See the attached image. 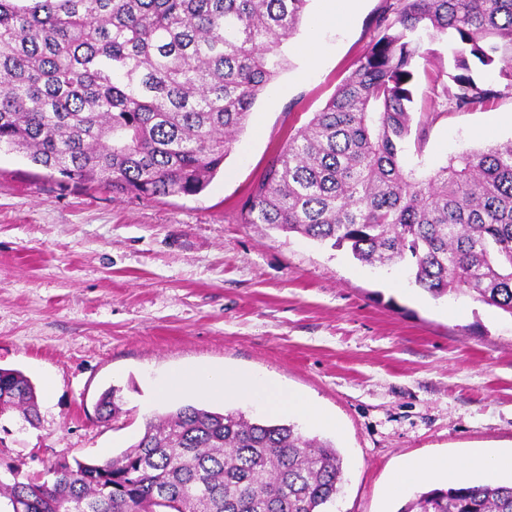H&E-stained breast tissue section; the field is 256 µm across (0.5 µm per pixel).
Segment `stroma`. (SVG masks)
<instances>
[{"instance_id":"1","label":"stroma","mask_w":512,"mask_h":512,"mask_svg":"<svg viewBox=\"0 0 512 512\" xmlns=\"http://www.w3.org/2000/svg\"><path fill=\"white\" fill-rule=\"evenodd\" d=\"M384 0H361L343 29L321 27L309 0L282 45L287 65L255 102L211 182L189 196L135 197L49 177L0 154V368L35 384L40 421L0 418V461L44 471L59 458L118 456L154 414L185 402L266 419L259 406L185 396L153 384L185 366L284 385L336 421L344 482L327 512H398L391 475L413 458L462 462L474 447L512 450V316L469 296L432 298L405 266L371 267L343 250L247 224L241 205L289 134L320 111L371 38ZM316 39L311 67L298 50ZM419 65L415 121L426 172L463 151L512 140V92L468 112L433 105L447 40ZM117 387L121 412L95 403Z\"/></svg>"}]
</instances>
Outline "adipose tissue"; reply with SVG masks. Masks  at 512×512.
Here are the masks:
<instances>
[{"mask_svg":"<svg viewBox=\"0 0 512 512\" xmlns=\"http://www.w3.org/2000/svg\"><path fill=\"white\" fill-rule=\"evenodd\" d=\"M156 394L163 400H173L191 394L218 400L253 399L274 414L298 411L316 424H324L317 409L297 394L285 393L281 387L262 383L232 370L212 371L203 368H182L158 380Z\"/></svg>","mask_w":512,"mask_h":512,"instance_id":"1","label":"adipose tissue"}]
</instances>
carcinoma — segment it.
Masks as SVG:
<instances>
[{"label": "carcinoma", "instance_id": "cac0c4a2", "mask_svg": "<svg viewBox=\"0 0 512 512\" xmlns=\"http://www.w3.org/2000/svg\"><path fill=\"white\" fill-rule=\"evenodd\" d=\"M309 0H0V150L119 194L199 193L259 95ZM373 38L325 107L290 134L242 204L247 224L353 259L407 265L439 299L512 316V141L405 170L421 37H450L442 94L470 111L512 91V0H384ZM476 61L495 74L473 75ZM116 390L96 404L119 414ZM39 421L36 388L0 368V416ZM5 512H322L339 491L335 446L293 422L183 405L102 462L5 465ZM399 512H512V481L450 484Z\"/></svg>", "mask_w": 512, "mask_h": 512}]
</instances>
